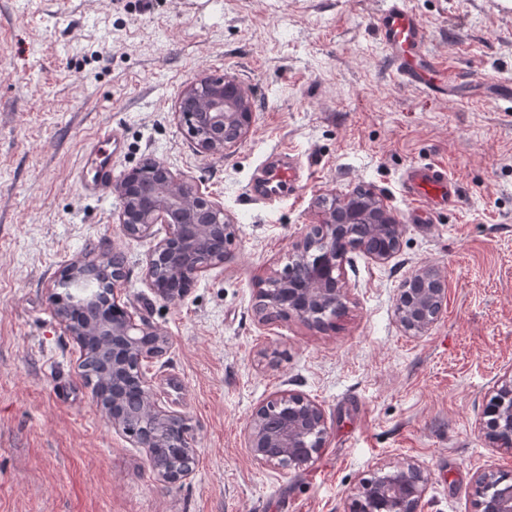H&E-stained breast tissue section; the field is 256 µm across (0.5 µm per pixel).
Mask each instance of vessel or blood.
Wrapping results in <instances>:
<instances>
[{"label":"vessel or blood","instance_id":"vessel-or-blood-1","mask_svg":"<svg viewBox=\"0 0 512 512\" xmlns=\"http://www.w3.org/2000/svg\"><path fill=\"white\" fill-rule=\"evenodd\" d=\"M376 29L378 40L401 80L430 93L456 90V79H449L444 86L436 82L435 75L440 65L426 52L427 31L409 0H384ZM121 140V133L110 128L89 142L86 151L88 155L98 156L99 162L93 177L82 182L85 194L99 195L111 184V150L118 147ZM297 183L296 166L276 167L268 173L263 194L273 205L283 197L294 196ZM404 188L414 204L412 215L419 224L428 222L433 211L457 206L459 202L457 182L442 166H411L405 175Z\"/></svg>","mask_w":512,"mask_h":512}]
</instances>
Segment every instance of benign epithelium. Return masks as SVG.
Masks as SVG:
<instances>
[{
    "label": "benign epithelium",
    "instance_id": "1",
    "mask_svg": "<svg viewBox=\"0 0 512 512\" xmlns=\"http://www.w3.org/2000/svg\"><path fill=\"white\" fill-rule=\"evenodd\" d=\"M186 98L198 99L201 111H179L177 115L190 128L192 142L201 154H224L252 124L251 97L233 77L191 82L181 92V99ZM155 164L165 175L160 188L141 189L137 167L112 183V192L121 201L120 224L126 235L143 237L151 234L156 224L166 226V236L149 255L146 276L159 298L174 302L201 273L229 260V251L214 254L208 244L218 232L224 234L225 242L232 243L235 228L223 207L174 176L165 163L157 160ZM404 231V225L371 191L362 199L351 192L322 202L320 222L306 225L288 266L271 270L269 287L261 292L256 307L258 320L263 323L269 314L279 313L321 327L326 317L348 310L351 302V289L343 276L348 251L358 247L372 260L386 263L400 249ZM108 258L109 253L92 249L65 266L55 286L65 290L73 309L93 310L95 315L82 322L65 313L57 318L80 346L90 336L112 339V410L107 412L108 420L114 431L146 450L160 481L174 484L191 476L195 460L184 417L160 406L142 377L138 379L143 397L139 411L126 414L119 390L127 373L140 370L143 362L167 350L168 337L144 318L136 320L125 311L116 318L97 308L94 291L73 295L75 287L91 281L92 268ZM445 295V279L435 268L416 269L397 289V324L408 336L425 335L441 318ZM480 425L491 444L512 450V372L488 398ZM327 437L321 404L291 391L280 392L258 406L247 424V448L253 459L278 470H296L312 462ZM157 448H177L179 452L163 461L155 453ZM428 483L426 469L415 461L386 463L361 482L354 499L363 501L365 512H424ZM474 512H512V483L492 469L476 473Z\"/></svg>",
    "mask_w": 512,
    "mask_h": 512
}]
</instances>
